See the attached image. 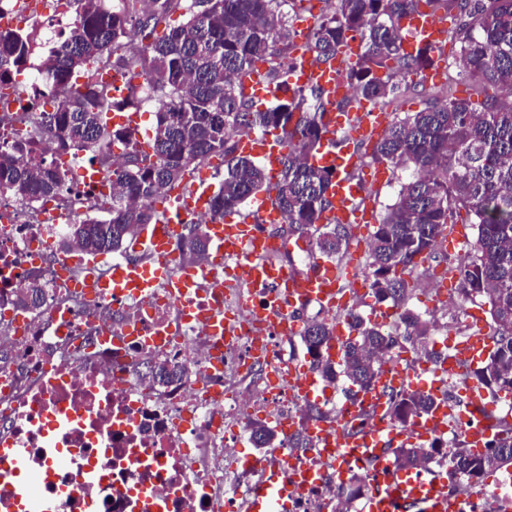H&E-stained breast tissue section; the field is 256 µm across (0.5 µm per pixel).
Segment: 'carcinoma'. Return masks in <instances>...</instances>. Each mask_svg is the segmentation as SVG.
<instances>
[{
  "mask_svg": "<svg viewBox=\"0 0 512 512\" xmlns=\"http://www.w3.org/2000/svg\"><path fill=\"white\" fill-rule=\"evenodd\" d=\"M78 25L45 59L48 77L66 84L91 67L142 76L161 97L153 135L142 147L132 132L110 124L109 114L136 105L117 99L110 87L92 82L63 97L50 112L33 109L30 131L0 154V191L26 199L51 198L62 190L69 168L61 161L15 165L11 153L33 151L42 132L56 136L60 151L85 152L112 169V206L108 218L88 217L68 226L61 239L65 251L117 252L162 212L154 203L165 190L181 184L202 161L217 157L224 177L211 202L214 214L239 213L252 195L269 187L264 165L241 154L234 131L279 130L288 139L281 159L275 203L288 221V234L310 233L314 252L334 258L349 244L348 227L322 221L331 208L328 189L333 172L311 159L327 134V105L316 87L288 90L293 64V34L286 6L290 0H118L106 9L104 0H75ZM304 52L315 62L336 60L354 94L335 103L341 112L365 100L380 108L413 96H427L418 112L394 114L373 147L371 160L409 171L395 202L380 215L367 249L376 302L389 301L399 310L404 331L398 336L357 313H348L355 337L342 343L340 362L328 354L336 318L313 317L301 341L312 358V370L330 382L346 378L356 397L368 390L394 347L411 348L431 361L442 353L427 349L435 320L409 307L417 259L431 256L448 225L470 224L476 239L465 258L444 256L448 271L458 276L465 303L486 298L495 325L494 351L464 376L491 395L512 394V0H326ZM425 3L435 15H453L448 31L460 44L461 75L473 96L455 98L428 91L415 77L434 62L435 47L414 55L404 50L399 17ZM182 21L171 23L174 14ZM142 36L138 43L133 35ZM26 36L0 37V73L23 63ZM266 65L260 73L257 64ZM260 73L262 81L291 95L261 110L241 95L240 80ZM121 145V155L113 148ZM182 255L206 252L209 242L198 224L185 226ZM44 288L33 282L17 300L20 307L41 303ZM188 369L165 361L145 367L143 377L159 386L188 378ZM387 413L401 427L428 414L436 398L423 391L392 389ZM276 435L254 423L250 441L257 448L274 447ZM405 468H428L437 461L434 444L407 442L393 449ZM451 463L472 480L489 470L512 466V424L476 451L466 439L454 438ZM366 475L354 474L339 487L341 509L367 489Z\"/></svg>",
  "mask_w": 512,
  "mask_h": 512,
  "instance_id": "1",
  "label": "carcinoma"
}]
</instances>
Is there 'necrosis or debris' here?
I'll return each instance as SVG.
<instances>
[{"mask_svg":"<svg viewBox=\"0 0 512 512\" xmlns=\"http://www.w3.org/2000/svg\"><path fill=\"white\" fill-rule=\"evenodd\" d=\"M73 0H0V35L30 37L25 63L0 85V144L25 136L27 108L60 99L64 88L43 76L46 54L77 25ZM36 158H62L72 178L52 198L31 203L0 192V512H250L252 491L269 470L283 473L277 512H336V489L356 470L334 453L288 446L242 460L236 446L259 414L305 431L306 401L293 387L288 336L257 328L255 294L231 299L238 257L222 265L199 260L190 294H102L97 272L144 262L140 253L59 252L57 239L79 217L108 210L112 173L75 152L58 155L42 135ZM37 280L39 308L16 304ZM221 305L224 334H211L212 305ZM187 366L191 379L164 387L142 378L145 361ZM321 471L322 481L296 492L295 471ZM460 499L492 502L512 512V480L461 482Z\"/></svg>","mask_w":512,"mask_h":512,"instance_id":"1","label":"necrosis or debris"}]
</instances>
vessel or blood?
<instances>
[{"instance_id":"vessel-or-blood-1","label":"vessel or blood","mask_w":512,"mask_h":512,"mask_svg":"<svg viewBox=\"0 0 512 512\" xmlns=\"http://www.w3.org/2000/svg\"><path fill=\"white\" fill-rule=\"evenodd\" d=\"M399 26L406 33L405 48L415 52L424 46L438 47L447 38V27L443 21L418 10L404 15ZM291 86H316L321 88L333 103L341 96V83L336 74L335 63L313 64L304 60L295 65L287 75ZM325 122L329 133L319 154L316 166L330 169L335 178L329 190L332 207L327 216L341 224H369L374 215L363 206L362 183L352 176L357 164L356 144L359 134H378L385 125L384 114L377 109L362 110L356 121H349L347 114L328 108ZM243 152L270 165L271 173H278L280 161L286 152L283 136L262 134L241 141ZM283 214L273 199L262 200L256 221L244 219L227 220L209 225L208 237L213 250L220 254L242 257L247 281L252 287L282 296L289 311H296L308 301L316 300L329 305L339 301L342 290L335 268L320 264L313 271L291 274L276 267L259 263L258 258L265 248L268 235L262 232L265 224H278ZM178 221L164 218L132 241L137 250L160 256L168 255V243L178 234ZM165 271L160 266L133 263L116 269L100 285L105 290L135 289L147 291L163 278ZM491 339L486 334L471 336L465 343L453 348L443 363L437 365L436 374L460 373L462 368L476 367L488 355ZM488 404L482 392L470 391L465 410L473 422L470 442L473 447H484L490 435L485 418ZM442 416L435 410L429 416L416 419L407 428L383 424L373 430L359 434H343L334 431L331 423L311 426L309 432L319 438L325 447L335 449L337 455L346 458L369 459L374 464L371 472V489L365 499L363 512H466L460 500L448 492V476L430 470H405L391 459L389 448L400 437L411 436L417 441H428L434 423ZM284 489L280 472H272L268 479L253 492V512H275V505L283 496Z\"/></svg>"}]
</instances>
